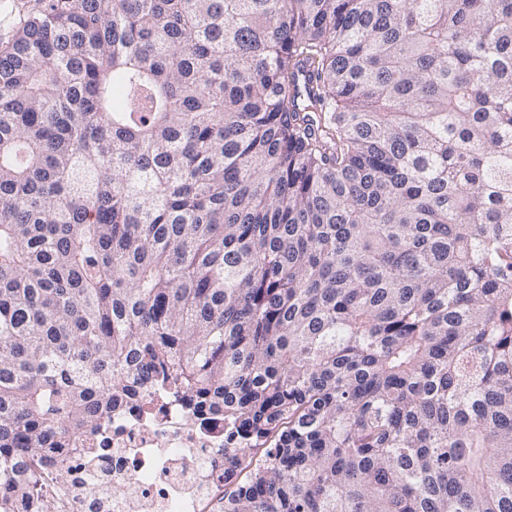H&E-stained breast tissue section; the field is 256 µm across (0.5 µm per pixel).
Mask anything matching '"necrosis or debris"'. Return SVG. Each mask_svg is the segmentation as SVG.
I'll list each match as a JSON object with an SVG mask.
<instances>
[{"label":"necrosis or debris","instance_id":"1","mask_svg":"<svg viewBox=\"0 0 512 512\" xmlns=\"http://www.w3.org/2000/svg\"><path fill=\"white\" fill-rule=\"evenodd\" d=\"M42 480L29 512H215L224 488V422L118 407Z\"/></svg>","mask_w":512,"mask_h":512}]
</instances>
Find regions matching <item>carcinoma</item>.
I'll use <instances>...</instances> for the list:
<instances>
[{
  "label": "carcinoma",
  "instance_id": "1",
  "mask_svg": "<svg viewBox=\"0 0 512 512\" xmlns=\"http://www.w3.org/2000/svg\"><path fill=\"white\" fill-rule=\"evenodd\" d=\"M0 50V512L117 399L221 512H512V0H37Z\"/></svg>",
  "mask_w": 512,
  "mask_h": 512
}]
</instances>
